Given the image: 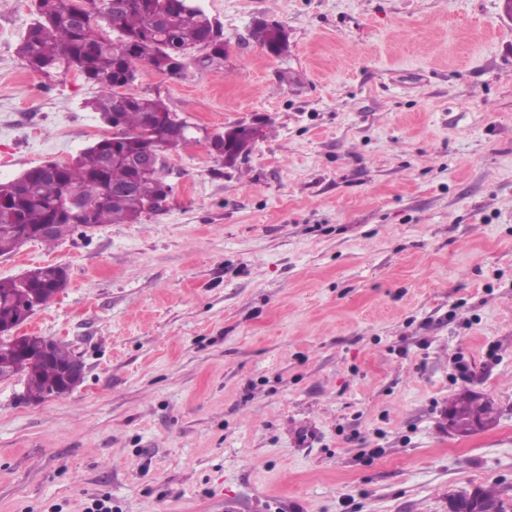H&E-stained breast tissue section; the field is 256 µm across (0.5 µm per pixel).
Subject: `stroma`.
Returning a JSON list of instances; mask_svg holds the SVG:
<instances>
[{"instance_id":"35a3bbf8","label":"stroma","mask_w":512,"mask_h":512,"mask_svg":"<svg viewBox=\"0 0 512 512\" xmlns=\"http://www.w3.org/2000/svg\"><path fill=\"white\" fill-rule=\"evenodd\" d=\"M219 70L159 93L209 132H263L238 169L168 154L167 208L0 256L68 284L23 325L82 383L42 404L0 380V512H448L512 488V17L503 0H201ZM0 0V182L111 129L96 88L16 48ZM288 33L272 57L255 20ZM496 423L448 433L462 389Z\"/></svg>"}]
</instances>
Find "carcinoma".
I'll return each instance as SVG.
<instances>
[{
  "label": "carcinoma",
  "instance_id": "1",
  "mask_svg": "<svg viewBox=\"0 0 512 512\" xmlns=\"http://www.w3.org/2000/svg\"><path fill=\"white\" fill-rule=\"evenodd\" d=\"M35 18L18 44L26 67L51 79L74 72L97 88L89 107L101 114L106 124L123 132L115 143L106 136L83 149L69 162L53 165L54 172L36 165L21 177L0 183V255L22 245V235L42 225L65 218L63 205L70 196L83 198L92 206V225L134 224L142 215L163 209L160 180L144 177L130 165L103 164L104 155L116 144L130 152L142 144L140 131L154 125L160 148L177 151L185 146L179 114L171 111L158 95H133L126 88L138 79L139 65L146 64L171 78L184 75L190 65L200 70L224 67L225 47L209 53L201 44L211 37L218 21L203 8L187 9L182 0H33ZM251 39L267 52L281 57L288 52V34L278 23L258 20ZM261 130L253 132L233 125L214 137L228 154V167L248 156ZM65 270L46 265L33 270L32 282L20 287L12 279H0V322L18 314L20 303L35 300L47 305L59 289L55 284ZM28 336H0V370L19 366L18 347ZM73 350L65 343L55 345L54 360L37 356L23 369L26 397L43 400L52 392L58 366L71 362ZM457 433L476 431L473 420L484 429L494 424L496 411L491 400L469 389L448 401ZM490 512H512V495L492 485L474 489Z\"/></svg>",
  "mask_w": 512,
  "mask_h": 512
}]
</instances>
